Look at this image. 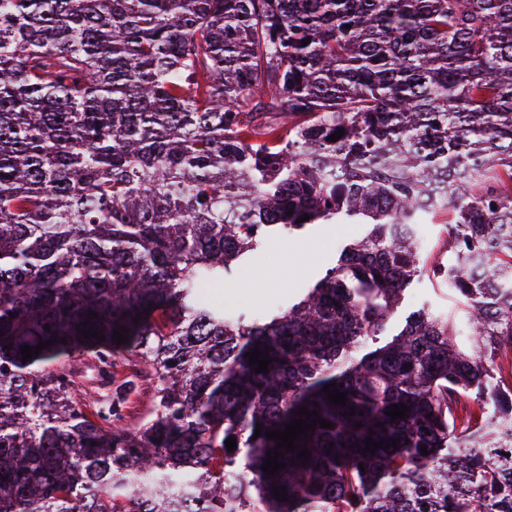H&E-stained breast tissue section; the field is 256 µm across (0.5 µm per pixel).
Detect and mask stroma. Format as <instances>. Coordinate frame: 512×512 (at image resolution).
Returning a JSON list of instances; mask_svg holds the SVG:
<instances>
[{"instance_id":"obj_1","label":"stroma","mask_w":512,"mask_h":512,"mask_svg":"<svg viewBox=\"0 0 512 512\" xmlns=\"http://www.w3.org/2000/svg\"><path fill=\"white\" fill-rule=\"evenodd\" d=\"M354 224H323L299 236L283 235L257 253L251 263L242 267L237 276L218 289L216 297L225 312L239 315L256 314L287 304L301 288L315 282L320 267L328 265L335 246L356 237ZM73 367L82 385L88 410L109 402L114 386L126 371L117 367L111 380L99 377L94 359L89 354L76 356Z\"/></svg>"}]
</instances>
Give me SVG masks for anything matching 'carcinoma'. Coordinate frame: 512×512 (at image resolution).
Wrapping results in <instances>:
<instances>
[{"mask_svg": "<svg viewBox=\"0 0 512 512\" xmlns=\"http://www.w3.org/2000/svg\"><path fill=\"white\" fill-rule=\"evenodd\" d=\"M316 224L362 234L225 316L213 289ZM423 279L460 308L390 330ZM88 351L129 371L93 416ZM302 406L332 428L270 477ZM0 512H512V0H0Z\"/></svg>", "mask_w": 512, "mask_h": 512, "instance_id": "obj_1", "label": "carcinoma"}]
</instances>
